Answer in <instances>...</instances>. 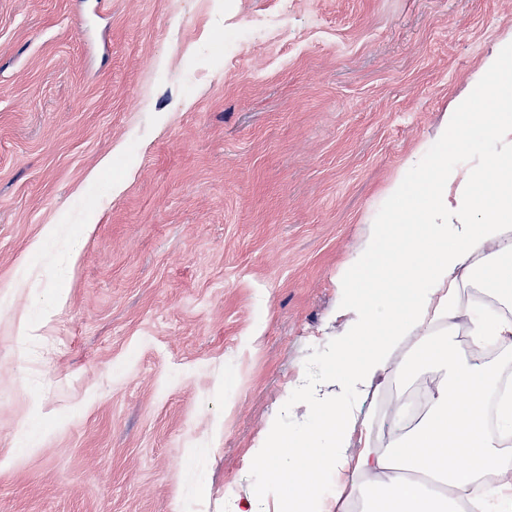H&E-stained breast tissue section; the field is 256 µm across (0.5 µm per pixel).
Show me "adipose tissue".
I'll return each instance as SVG.
<instances>
[{
    "label": "adipose tissue",
    "instance_id": "ef3b65f1",
    "mask_svg": "<svg viewBox=\"0 0 512 512\" xmlns=\"http://www.w3.org/2000/svg\"><path fill=\"white\" fill-rule=\"evenodd\" d=\"M477 139L493 150L485 167L449 163L448 149ZM489 183L495 196L481 201ZM371 223L338 266L336 356L290 404L307 422L271 428L252 467L278 487L283 512H347L355 500L360 512H512V48L407 157ZM397 279L409 290L384 294ZM462 332L496 356L461 350ZM419 371L431 376L425 411L407 428L393 410L380 442L360 400ZM317 475L335 478L331 501Z\"/></svg>",
    "mask_w": 512,
    "mask_h": 512
}]
</instances>
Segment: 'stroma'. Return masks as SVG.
<instances>
[{"mask_svg": "<svg viewBox=\"0 0 512 512\" xmlns=\"http://www.w3.org/2000/svg\"><path fill=\"white\" fill-rule=\"evenodd\" d=\"M510 39L512 0H0V512L252 499L339 263Z\"/></svg>", "mask_w": 512, "mask_h": 512, "instance_id": "stroma-1", "label": "stroma"}]
</instances>
